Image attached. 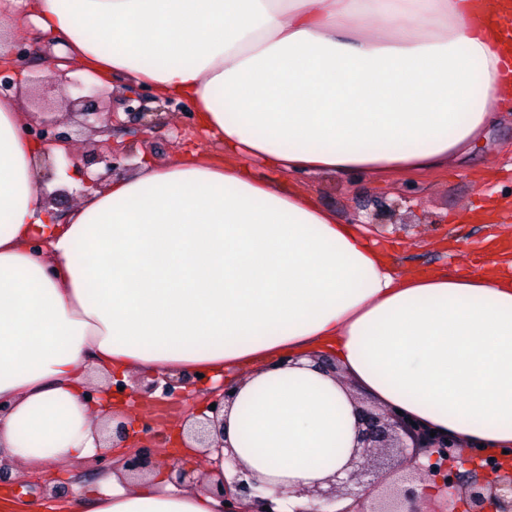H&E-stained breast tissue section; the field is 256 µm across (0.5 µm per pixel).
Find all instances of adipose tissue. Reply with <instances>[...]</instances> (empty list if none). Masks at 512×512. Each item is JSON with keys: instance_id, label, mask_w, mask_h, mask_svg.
Instances as JSON below:
<instances>
[{"instance_id": "1", "label": "adipose tissue", "mask_w": 512, "mask_h": 512, "mask_svg": "<svg viewBox=\"0 0 512 512\" xmlns=\"http://www.w3.org/2000/svg\"><path fill=\"white\" fill-rule=\"evenodd\" d=\"M0 0V56L34 23L97 82L189 99L222 151L146 163L69 216L47 206L21 99L0 97V461L95 454L112 375L213 373L226 440L263 484L349 458L345 384L512 462V275H401L296 173L453 167L512 94L489 0ZM168 461L115 466L77 512H219Z\"/></svg>"}]
</instances>
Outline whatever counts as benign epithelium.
I'll return each instance as SVG.
<instances>
[{
    "label": "benign epithelium",
    "instance_id": "1",
    "mask_svg": "<svg viewBox=\"0 0 512 512\" xmlns=\"http://www.w3.org/2000/svg\"><path fill=\"white\" fill-rule=\"evenodd\" d=\"M35 55L37 49L33 45H13L11 61L0 65V95L14 88L16 74ZM46 68L51 77L66 79L77 89V97L67 99L70 107L79 109L86 117L97 115L93 107L100 87L58 74L55 60L51 58L46 60ZM152 99L151 94H138L125 101L127 114L138 116L148 129L154 127L160 116L146 106ZM33 137L50 147L67 144L70 135L48 124L34 129ZM123 159L122 149L106 141L97 152L96 161L104 164L109 173ZM182 385V378L158 376L141 385V391L150 399L160 388L163 396L170 397ZM351 401L355 425L349 460L329 479L292 490L296 496L313 502V506L303 512H425L421 508L423 498L418 487L427 484L435 485L442 494L438 508L431 512H512V468L503 467L490 454L462 451L454 438L434 430L405 410L400 412L393 406L371 404L361 395H351ZM229 404L231 395L223 389L201 406L198 413L183 417L187 427L179 436L195 442L203 454L222 447L219 437L224 419L220 418V413ZM129 440L133 441V446L124 466L134 474L143 472L158 458V434L145 429L132 436L128 422L121 419L112 430V447L120 448ZM422 458L429 463L420 464ZM224 465L235 471L232 479L223 475L214 485V491L228 503L224 512H276L272 499L288 496L283 488L273 486L269 487L271 496H261L255 490L257 483L245 479L233 454L224 456ZM344 499L352 500V504L327 510Z\"/></svg>",
    "mask_w": 512,
    "mask_h": 512
}]
</instances>
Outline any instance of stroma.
I'll return each instance as SVG.
<instances>
[{
    "instance_id": "stroma-1",
    "label": "stroma",
    "mask_w": 512,
    "mask_h": 512,
    "mask_svg": "<svg viewBox=\"0 0 512 512\" xmlns=\"http://www.w3.org/2000/svg\"><path fill=\"white\" fill-rule=\"evenodd\" d=\"M44 73L43 57L33 58L23 76L21 97L31 126L53 122L71 133L66 155L37 161L51 191L56 187L52 175L58 170L68 169L74 177L84 170L101 173V165L93 163L92 157L102 136L87 126L80 114L45 111V104L58 103L73 96L74 91L64 82L44 83L40 91H33V80L41 79ZM112 134L128 152L115 171L119 177L134 174L145 158L173 161L184 143L204 154L211 151L186 101L175 102L170 116L162 117L153 129H141L124 118ZM291 180L341 222L364 223L374 238L391 247L392 262L400 271L427 274L448 267L465 269L472 266L486 238L512 241V209L500 211L493 222L460 219L469 206L494 198L512 199V112L501 113L487 141L471 152L467 165L460 169L399 174L383 185L361 174H295ZM100 471L93 458L63 462L57 465L53 480L67 483V501L72 504L96 483Z\"/></svg>"
}]
</instances>
